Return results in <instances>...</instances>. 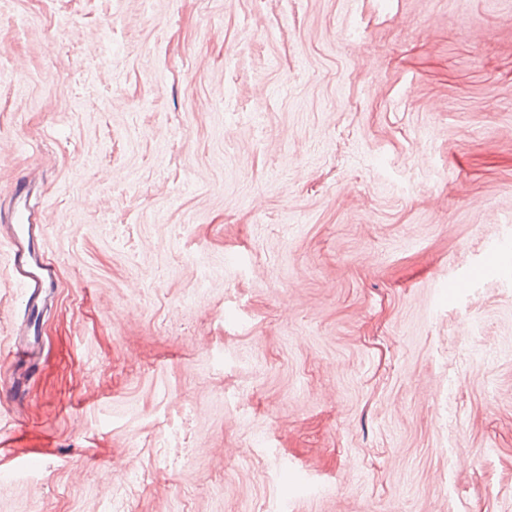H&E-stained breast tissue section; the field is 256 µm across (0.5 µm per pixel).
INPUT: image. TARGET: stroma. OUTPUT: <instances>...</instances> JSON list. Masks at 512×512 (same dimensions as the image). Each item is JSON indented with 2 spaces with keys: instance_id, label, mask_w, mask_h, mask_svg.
I'll use <instances>...</instances> for the list:
<instances>
[{
  "instance_id": "stroma-1",
  "label": "stroma",
  "mask_w": 512,
  "mask_h": 512,
  "mask_svg": "<svg viewBox=\"0 0 512 512\" xmlns=\"http://www.w3.org/2000/svg\"><path fill=\"white\" fill-rule=\"evenodd\" d=\"M502 245L512 0H0V512H512ZM29 192L28 184L16 183L13 204L5 220L9 231V273L23 288V298L31 311L38 309L45 282L43 272L49 273L52 265L45 258H34V241L44 236L45 226L37 224L29 204ZM139 480V472L133 467L125 465V479L122 483L113 484L110 490L106 507L108 512H123L125 499L130 487Z\"/></svg>"
}]
</instances>
